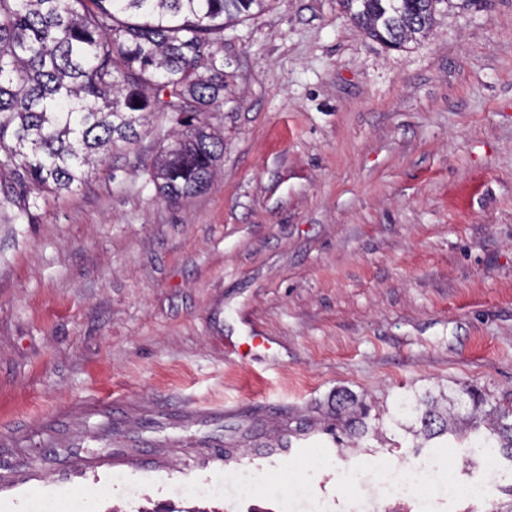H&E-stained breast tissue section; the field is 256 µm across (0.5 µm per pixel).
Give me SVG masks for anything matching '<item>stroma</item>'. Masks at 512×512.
I'll return each mask as SVG.
<instances>
[{
    "instance_id": "stroma-1",
    "label": "stroma",
    "mask_w": 512,
    "mask_h": 512,
    "mask_svg": "<svg viewBox=\"0 0 512 512\" xmlns=\"http://www.w3.org/2000/svg\"><path fill=\"white\" fill-rule=\"evenodd\" d=\"M220 55L206 191L159 194L166 112L66 196L0 169V512H281L319 451L311 491L366 498L348 467L412 444L351 438L338 391L372 427L404 388L512 397V0L401 48L340 0H270ZM232 469L270 481L185 495ZM480 186L478 176L475 175L471 182L453 188L448 196L449 205L455 209H465Z\"/></svg>"
}]
</instances>
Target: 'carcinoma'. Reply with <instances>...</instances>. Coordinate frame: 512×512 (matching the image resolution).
<instances>
[{"mask_svg": "<svg viewBox=\"0 0 512 512\" xmlns=\"http://www.w3.org/2000/svg\"><path fill=\"white\" fill-rule=\"evenodd\" d=\"M269 0H0V150L20 191L69 192L147 113L174 112L185 133L162 150L159 193L209 185L224 141L195 123L224 101V27ZM368 36L401 47L450 0H340ZM461 400L403 396L389 420L426 442L480 427ZM491 447L512 459V405L486 413Z\"/></svg>", "mask_w": 512, "mask_h": 512, "instance_id": "cac0c4a2", "label": "carcinoma"}]
</instances>
